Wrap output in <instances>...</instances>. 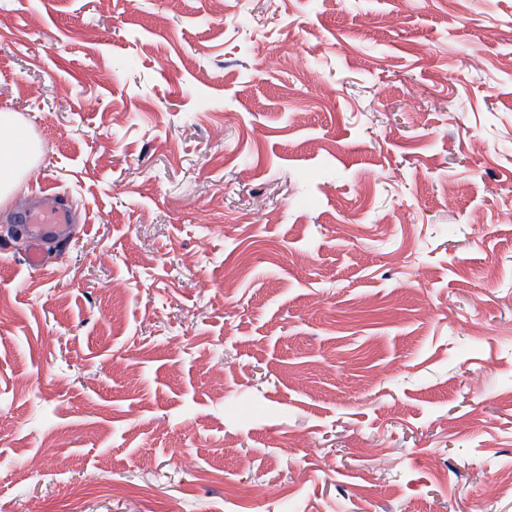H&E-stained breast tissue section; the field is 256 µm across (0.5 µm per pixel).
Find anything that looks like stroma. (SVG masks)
I'll return each instance as SVG.
<instances>
[{
	"mask_svg": "<svg viewBox=\"0 0 512 512\" xmlns=\"http://www.w3.org/2000/svg\"><path fill=\"white\" fill-rule=\"evenodd\" d=\"M0 110V512H512V0H0ZM39 145L20 126L14 112L0 111V204L17 195ZM21 220L28 224L30 238L35 241L34 248L28 255L30 267L40 264L43 248L48 239L60 238L69 232L71 221L68 210L60 204L27 209L22 212Z\"/></svg>",
	"mask_w": 512,
	"mask_h": 512,
	"instance_id": "stroma-1",
	"label": "stroma"
}]
</instances>
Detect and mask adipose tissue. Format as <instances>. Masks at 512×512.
<instances>
[{
  "label": "adipose tissue",
  "instance_id": "ef3b65f1",
  "mask_svg": "<svg viewBox=\"0 0 512 512\" xmlns=\"http://www.w3.org/2000/svg\"><path fill=\"white\" fill-rule=\"evenodd\" d=\"M39 145L20 126L15 113L0 111V204L17 195Z\"/></svg>",
  "mask_w": 512,
  "mask_h": 512
}]
</instances>
